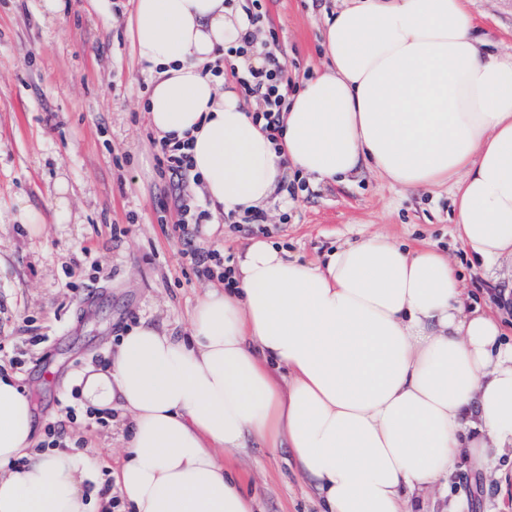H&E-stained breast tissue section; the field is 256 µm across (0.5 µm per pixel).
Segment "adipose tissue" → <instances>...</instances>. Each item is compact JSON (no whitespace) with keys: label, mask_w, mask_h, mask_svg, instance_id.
<instances>
[{"label":"adipose tissue","mask_w":512,"mask_h":512,"mask_svg":"<svg viewBox=\"0 0 512 512\" xmlns=\"http://www.w3.org/2000/svg\"><path fill=\"white\" fill-rule=\"evenodd\" d=\"M466 2L343 0L276 143L204 70L249 27L238 0H136L150 125L190 142L213 215L265 209L290 168L342 182L365 165L448 188L456 241L512 266V53L485 50ZM229 278L186 335L133 325L72 383L83 409L130 416L116 484L133 512H255L223 457L249 438L290 450L322 512H421L438 478L512 448V341L446 253L373 233L304 262L258 239ZM34 433L0 374V512H95L90 461L37 452Z\"/></svg>","instance_id":"adipose-tissue-1"}]
</instances>
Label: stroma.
<instances>
[{"label":"stroma","mask_w":512,"mask_h":512,"mask_svg":"<svg viewBox=\"0 0 512 512\" xmlns=\"http://www.w3.org/2000/svg\"><path fill=\"white\" fill-rule=\"evenodd\" d=\"M262 4L277 54L303 84L324 67L322 33L339 0ZM468 9L489 51L511 53L512 0H469ZM133 10L134 0H65L49 18L41 0H0V368L36 405V447L88 458L85 487L109 497L118 493L113 475L130 418L81 416L64 385L87 367L107 366L129 326L185 331L212 283L193 273L183 240L157 221L159 204L172 208L199 191L159 176L145 109L150 74L129 30ZM264 217L258 225L240 216L210 235L196 226L194 243L233 257L265 238L314 261L379 231L427 242L448 253L465 292L501 313L512 336V314L499 310L512 271L492 281L472 267L453 237L447 188L411 190L366 169L345 183H305L288 208L271 204ZM226 457L259 512H321L287 450L251 441ZM462 475L453 491L471 512H512L511 448L492 471Z\"/></svg>","instance_id":"1"}]
</instances>
